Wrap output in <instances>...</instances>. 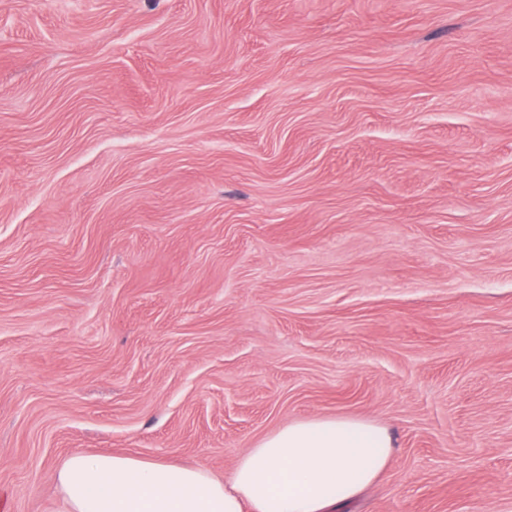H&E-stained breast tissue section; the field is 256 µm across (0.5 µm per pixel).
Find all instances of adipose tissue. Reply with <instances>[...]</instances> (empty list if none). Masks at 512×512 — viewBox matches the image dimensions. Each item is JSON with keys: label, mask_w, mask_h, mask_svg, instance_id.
I'll return each mask as SVG.
<instances>
[{"label": "adipose tissue", "mask_w": 512, "mask_h": 512, "mask_svg": "<svg viewBox=\"0 0 512 512\" xmlns=\"http://www.w3.org/2000/svg\"><path fill=\"white\" fill-rule=\"evenodd\" d=\"M388 430L359 418L299 419L240 456L229 480L134 453H72L57 473L67 512H336L386 469Z\"/></svg>", "instance_id": "ef3b65f1"}]
</instances>
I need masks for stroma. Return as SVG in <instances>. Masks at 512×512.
Returning <instances> with one entry per match:
<instances>
[{
  "instance_id": "obj_1",
  "label": "stroma",
  "mask_w": 512,
  "mask_h": 512,
  "mask_svg": "<svg viewBox=\"0 0 512 512\" xmlns=\"http://www.w3.org/2000/svg\"><path fill=\"white\" fill-rule=\"evenodd\" d=\"M318 416L512 512V0H0V512Z\"/></svg>"
}]
</instances>
